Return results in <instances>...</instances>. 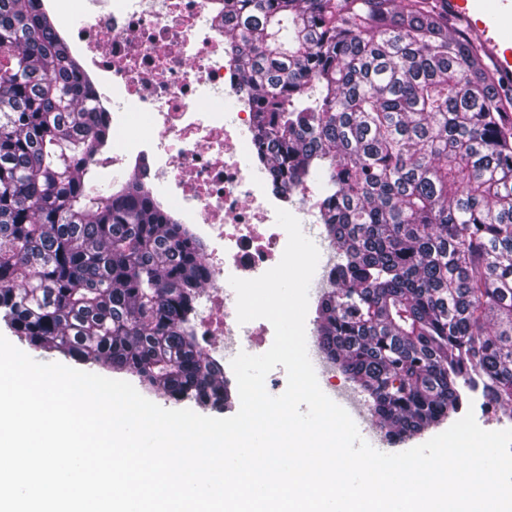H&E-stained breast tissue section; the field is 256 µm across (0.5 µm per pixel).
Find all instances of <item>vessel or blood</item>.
<instances>
[{"mask_svg":"<svg viewBox=\"0 0 512 512\" xmlns=\"http://www.w3.org/2000/svg\"><path fill=\"white\" fill-rule=\"evenodd\" d=\"M450 19L463 23L479 40L504 85H512V0H445ZM367 443H375L374 430L353 401L340 399Z\"/></svg>","mask_w":512,"mask_h":512,"instance_id":"obj_1","label":"vessel or blood"}]
</instances>
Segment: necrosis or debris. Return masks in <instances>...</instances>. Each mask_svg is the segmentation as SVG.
I'll return each instance as SVG.
<instances>
[{
	"label": "necrosis or debris",
	"mask_w": 512,
	"mask_h": 512,
	"mask_svg": "<svg viewBox=\"0 0 512 512\" xmlns=\"http://www.w3.org/2000/svg\"><path fill=\"white\" fill-rule=\"evenodd\" d=\"M61 31L88 60L99 107L128 110L133 125L113 138L104 165L131 170L163 186V201L199 241L211 287L208 333H248L226 273L252 279L277 265L287 244L276 209L319 208V191L305 206L270 190L266 171L241 164L253 146L244 134L247 104L225 112L240 94L238 71L224 51L223 0H50Z\"/></svg>",
	"instance_id": "4bbe7bcc"
}]
</instances>
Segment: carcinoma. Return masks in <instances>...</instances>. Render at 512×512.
<instances>
[{
  "mask_svg": "<svg viewBox=\"0 0 512 512\" xmlns=\"http://www.w3.org/2000/svg\"><path fill=\"white\" fill-rule=\"evenodd\" d=\"M274 190L322 193L318 348L390 441L479 381L512 407V94L440 0H224ZM43 0H0V314L34 349L222 409L194 321L201 244L138 178Z\"/></svg>",
  "mask_w": 512,
  "mask_h": 512,
  "instance_id": "cac0c4a2",
  "label": "carcinoma"
}]
</instances>
